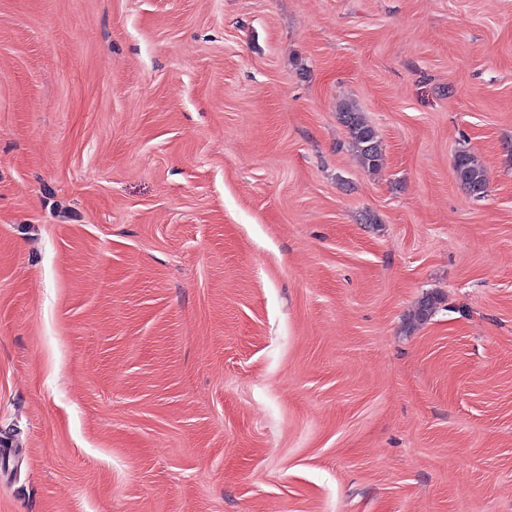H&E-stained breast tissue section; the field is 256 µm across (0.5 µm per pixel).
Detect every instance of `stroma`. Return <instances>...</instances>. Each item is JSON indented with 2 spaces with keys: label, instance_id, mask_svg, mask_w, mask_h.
<instances>
[{
  "label": "stroma",
  "instance_id": "35a3bbf8",
  "mask_svg": "<svg viewBox=\"0 0 512 512\" xmlns=\"http://www.w3.org/2000/svg\"><path fill=\"white\" fill-rule=\"evenodd\" d=\"M0 431V512H512V0H0ZM361 167L375 174L383 168L385 155L375 128L353 102H341L337 109ZM454 173L456 180L472 197H484L488 185L486 169L468 150L460 149L456 152Z\"/></svg>",
  "mask_w": 512,
  "mask_h": 512
}]
</instances>
